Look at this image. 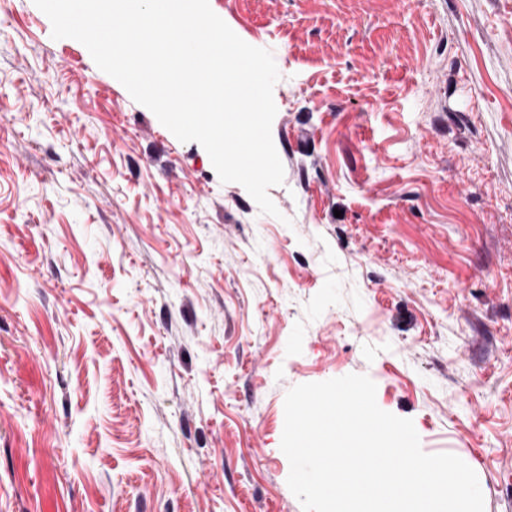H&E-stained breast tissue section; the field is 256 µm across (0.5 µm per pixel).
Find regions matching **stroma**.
Masks as SVG:
<instances>
[{"label":"stroma","mask_w":512,"mask_h":512,"mask_svg":"<svg viewBox=\"0 0 512 512\" xmlns=\"http://www.w3.org/2000/svg\"><path fill=\"white\" fill-rule=\"evenodd\" d=\"M0 16V512H302L363 374L512 512V0H209L280 78L278 216L33 0Z\"/></svg>","instance_id":"obj_1"}]
</instances>
